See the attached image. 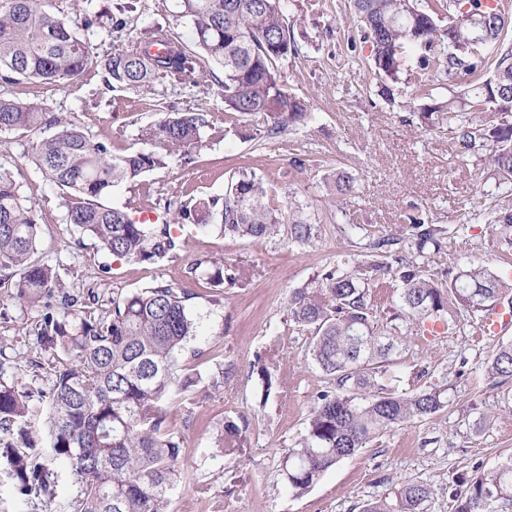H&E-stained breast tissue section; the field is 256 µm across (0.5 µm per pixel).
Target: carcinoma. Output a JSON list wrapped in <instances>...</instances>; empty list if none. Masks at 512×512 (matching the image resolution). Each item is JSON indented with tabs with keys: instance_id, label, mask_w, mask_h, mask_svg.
I'll return each instance as SVG.
<instances>
[{
	"instance_id": "1",
	"label": "carcinoma",
	"mask_w": 512,
	"mask_h": 512,
	"mask_svg": "<svg viewBox=\"0 0 512 512\" xmlns=\"http://www.w3.org/2000/svg\"><path fill=\"white\" fill-rule=\"evenodd\" d=\"M360 40L378 93L390 101L403 76H415L429 103L418 117L427 128H445L450 139L480 154L499 184H512V20L501 4L487 0H351ZM190 24L191 45L159 25L113 46L102 61L107 87L146 89L158 79L186 83L209 68L223 89L224 110L251 116L246 128L232 122L224 134L247 141L273 138L306 124L307 105L291 95L282 66L296 52L293 25L283 0H180ZM133 2L84 20L87 29L120 33ZM94 63L77 28L47 8L46 0H0V80L65 87ZM455 88L433 95L441 76ZM53 133L31 142L29 157L44 178L66 195L67 219L104 250L139 263L176 257L180 249L171 225L142 224L104 200L120 185L133 188L150 173L170 167L175 152L184 159L217 130L204 110L171 112L141 128L153 145L148 152L114 155L87 137L69 115L57 116L42 104L0 96V133L25 136ZM356 177L338 168L327 176L330 195H352ZM176 224L216 227L230 238L259 243L289 225L298 243L312 238L304 208L285 206L252 169L230 176L224 195L169 199ZM412 245L427 259L448 248V228L421 216L410 217ZM486 221L496 230L495 246L512 251V208L492 202ZM36 209L20 192L12 172L0 166V285L5 300L47 309L34 344L50 353L53 376L45 399L46 451L36 448L28 424L32 392L5 377L0 364V460L26 495L51 504L58 498L62 463L77 477L80 492L59 505L62 512H171V496L182 472L185 436L167 422L166 404L177 398L187 413L198 403L200 377L178 374L176 361L196 335L187 301L192 293L159 281L112 300V310L96 316L69 293L55 270L37 257ZM400 238L377 236L372 259L349 271H328L288 298L293 322L313 331L311 360L334 381L317 395L304 435L287 449L283 480L295 496L321 475L387 430L435 413L440 393L387 391L381 366L396 350L392 330L370 318V286L399 290L395 318L417 328L438 323L456 329L462 313L482 318L500 305L512 306V279L477 265L435 272L396 248ZM197 280L215 288L238 285L242 273L222 258L196 260ZM56 298V307L48 299ZM494 378H512V342L501 344L490 363ZM242 431L227 419L221 452H242ZM453 493L454 512H505L512 506V456L462 481ZM425 484L399 488L395 499L367 503L362 512H424Z\"/></svg>"
}]
</instances>
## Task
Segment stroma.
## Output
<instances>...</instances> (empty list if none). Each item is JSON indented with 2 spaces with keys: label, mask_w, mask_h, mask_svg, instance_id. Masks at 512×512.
<instances>
[{
  "label": "stroma",
  "mask_w": 512,
  "mask_h": 512,
  "mask_svg": "<svg viewBox=\"0 0 512 512\" xmlns=\"http://www.w3.org/2000/svg\"><path fill=\"white\" fill-rule=\"evenodd\" d=\"M285 9L298 51L288 57L284 80L289 93L306 102L307 124L264 140L209 139L191 163L173 161L135 189L114 188L106 200L145 223H171L173 235L186 244L176 258L156 264L119 258L69 224L60 190L27 158L29 139L0 134V166L12 171L23 196L36 203L39 257L79 302L94 297L105 309L113 298L159 281L192 293L187 305L197 329L178 364L196 369L202 381L193 413L175 400L167 406L169 425L186 437L172 512H360L366 503L393 499L398 488L417 482L432 491L425 512H452L451 497L463 477L512 455V379L488 372L492 355L502 340L512 341V332L484 338L474 320L452 334L427 337L395 320L396 289H372V319L395 322L401 340L384 367L383 384L396 393L440 391L443 405L371 440L295 497L281 480L285 450L300 439L317 392L331 381L310 358V332L289 317L288 296L317 275L363 261L369 236L392 231L407 237L409 217L421 213L447 226L448 261L462 268L489 265L512 277V262L496 258L495 228L483 213L484 200L512 189L498 185L447 131L420 127L408 106L410 85L394 101L378 96L359 51L348 42L357 32L349 0H285ZM178 12L179 0H139L123 35L136 36L157 23L189 37ZM84 37L98 63L68 86L0 82V95L73 116L116 155L150 151L139 129L162 112L202 108L223 117L222 90L207 77L184 84L158 80L141 91L105 88L99 62L111 53L115 36L93 28ZM296 157L304 159L303 169L293 167ZM241 166L255 168L280 199L308 206L310 243H292L283 232L254 244L174 223L164 208L167 199L223 195L229 175ZM340 167L353 172L357 183L351 199L338 207L324 177ZM208 257L237 264L245 275L242 285L216 290L193 280L191 262ZM40 315V309L0 301V346L7 355L1 365L21 383L45 390L50 375L42 364L48 354L33 340ZM228 364L229 378L212 387L213 374ZM228 419L246 435L242 454L233 459L217 447Z\"/></svg>",
  "instance_id": "1"
}]
</instances>
